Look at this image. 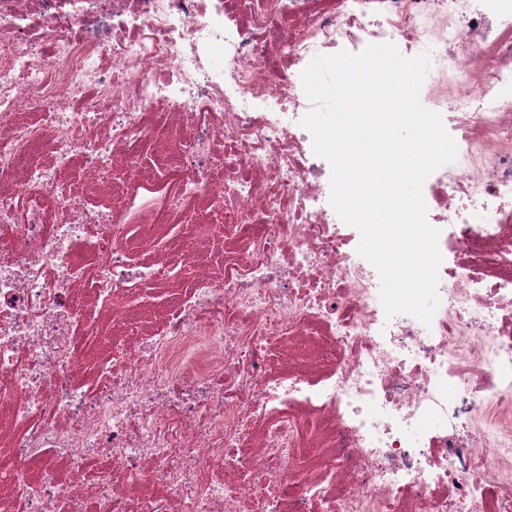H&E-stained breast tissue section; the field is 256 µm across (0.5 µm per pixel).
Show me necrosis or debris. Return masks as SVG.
<instances>
[{
    "mask_svg": "<svg viewBox=\"0 0 512 512\" xmlns=\"http://www.w3.org/2000/svg\"><path fill=\"white\" fill-rule=\"evenodd\" d=\"M428 54L430 323L301 121ZM0 512H512V0H0Z\"/></svg>",
    "mask_w": 512,
    "mask_h": 512,
    "instance_id": "4bbe7bcc",
    "label": "necrosis or debris"
}]
</instances>
